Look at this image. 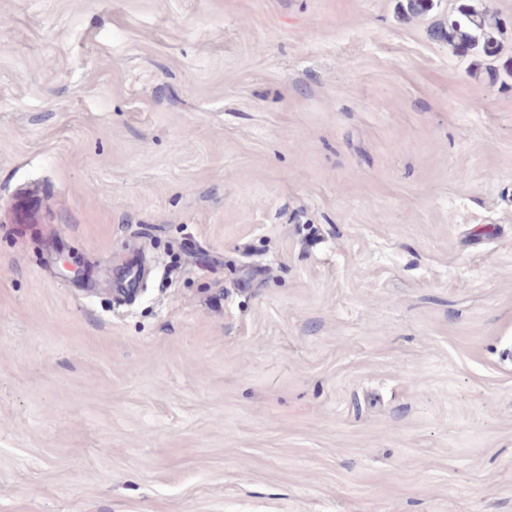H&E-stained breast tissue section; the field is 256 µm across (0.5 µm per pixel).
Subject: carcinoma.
<instances>
[{
	"mask_svg": "<svg viewBox=\"0 0 512 512\" xmlns=\"http://www.w3.org/2000/svg\"><path fill=\"white\" fill-rule=\"evenodd\" d=\"M432 7L433 0H407L402 19L409 21L430 11ZM502 26L503 22L496 14L486 8L478 10L463 0L459 3L454 18L448 23V29L439 27L435 30V35L448 41L461 57L481 53L490 58L498 52L493 30Z\"/></svg>",
	"mask_w": 512,
	"mask_h": 512,
	"instance_id": "obj_1",
	"label": "carcinoma"
}]
</instances>
